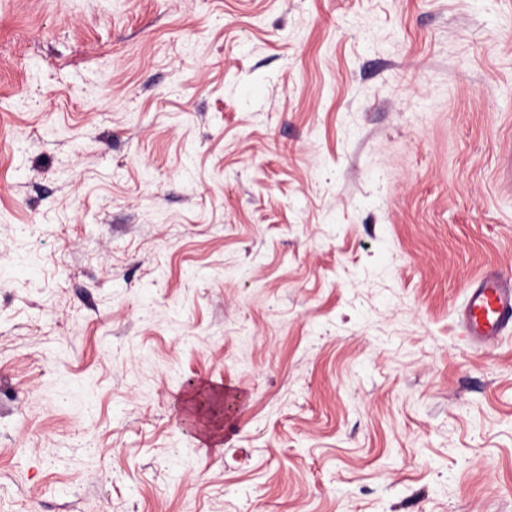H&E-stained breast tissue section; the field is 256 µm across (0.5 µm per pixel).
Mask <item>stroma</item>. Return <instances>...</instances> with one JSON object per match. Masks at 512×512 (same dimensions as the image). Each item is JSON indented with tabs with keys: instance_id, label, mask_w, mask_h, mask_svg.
<instances>
[{
	"instance_id": "stroma-1",
	"label": "stroma",
	"mask_w": 512,
	"mask_h": 512,
	"mask_svg": "<svg viewBox=\"0 0 512 512\" xmlns=\"http://www.w3.org/2000/svg\"><path fill=\"white\" fill-rule=\"evenodd\" d=\"M512 0H0V512H512ZM511 328L512 278L491 270L468 288L461 311V332L471 348L490 349Z\"/></svg>"
}]
</instances>
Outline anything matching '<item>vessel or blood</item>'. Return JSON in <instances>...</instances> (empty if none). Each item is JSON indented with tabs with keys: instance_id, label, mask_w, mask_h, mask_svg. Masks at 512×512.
Wrapping results in <instances>:
<instances>
[{
	"instance_id": "1",
	"label": "vessel or blood",
	"mask_w": 512,
	"mask_h": 512,
	"mask_svg": "<svg viewBox=\"0 0 512 512\" xmlns=\"http://www.w3.org/2000/svg\"><path fill=\"white\" fill-rule=\"evenodd\" d=\"M512 328V278L492 270L469 288L461 311V332L469 346H497Z\"/></svg>"
}]
</instances>
